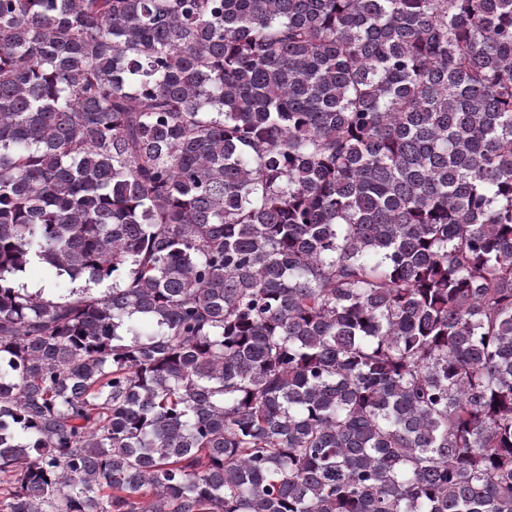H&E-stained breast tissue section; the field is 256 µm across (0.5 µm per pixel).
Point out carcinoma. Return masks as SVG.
<instances>
[{
  "mask_svg": "<svg viewBox=\"0 0 512 512\" xmlns=\"http://www.w3.org/2000/svg\"><path fill=\"white\" fill-rule=\"evenodd\" d=\"M0 512H512V0H0ZM19 286H23L28 292L34 293L41 288H53L55 296L68 294L70 288L78 287L77 284H71L64 279H58L50 282L46 273L39 264L30 265L17 280Z\"/></svg>",
  "mask_w": 512,
  "mask_h": 512,
  "instance_id": "obj_1",
  "label": "carcinoma"
}]
</instances>
